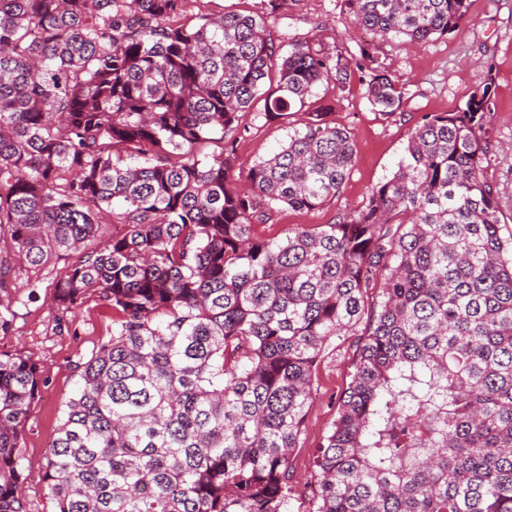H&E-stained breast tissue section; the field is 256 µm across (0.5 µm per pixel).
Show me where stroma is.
Listing matches in <instances>:
<instances>
[{
  "instance_id": "obj_1",
  "label": "stroma",
  "mask_w": 512,
  "mask_h": 512,
  "mask_svg": "<svg viewBox=\"0 0 512 512\" xmlns=\"http://www.w3.org/2000/svg\"><path fill=\"white\" fill-rule=\"evenodd\" d=\"M272 34L282 43L293 36H313L318 48L330 54L342 50L356 55L366 43L349 21L345 0H288ZM377 48L404 92L401 109L391 115L376 111L364 86L356 81L343 92L331 84L317 85L312 102L331 105L329 121L352 133L355 164L336 197L309 212L279 209L271 223L256 225V236H279L294 224H331L363 205L370 190L394 171L409 131L424 115L456 111L465 96L487 82L495 96L483 130L490 147L484 176L498 204L501 234L512 236V0H469L460 31L416 43L383 40ZM308 119L304 111L291 115L286 124L244 116L249 130L237 144V177H245L256 160L278 149L287 139L289 126H302ZM69 264L63 258L35 268L17 261L15 286L9 291L14 327L0 334L1 354L33 356L43 376L28 410L21 448L29 512H54L42 480L45 454L56 436L64 404L78 388L81 364L112 334L111 311L98 306L92 295L75 317L57 322L58 312L51 303L53 284ZM33 283L39 295L35 302L28 299ZM356 345V337H338L319 359L313 405L292 457L291 512H312L314 507L313 491L319 479L314 457L350 381Z\"/></svg>"
}]
</instances>
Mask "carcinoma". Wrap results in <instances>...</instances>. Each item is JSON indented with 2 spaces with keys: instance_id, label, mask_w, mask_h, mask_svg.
I'll use <instances>...</instances> for the list:
<instances>
[{
  "instance_id": "cac0c4a2",
  "label": "carcinoma",
  "mask_w": 512,
  "mask_h": 512,
  "mask_svg": "<svg viewBox=\"0 0 512 512\" xmlns=\"http://www.w3.org/2000/svg\"><path fill=\"white\" fill-rule=\"evenodd\" d=\"M186 2L0 0V295L16 260L73 255L57 311L89 293L112 310L47 452L55 512H290L321 352L359 328L312 512H512V238L484 177L491 83L425 116L361 207L260 239L278 208L335 197L355 144L317 107L240 189L244 114L285 119L357 72L381 113L403 91L373 46L283 51L270 27L288 0L216 18ZM346 2L378 39L443 37L467 13ZM106 216L123 232L98 244ZM40 383L32 357L0 355V512H27L20 448Z\"/></svg>"
}]
</instances>
